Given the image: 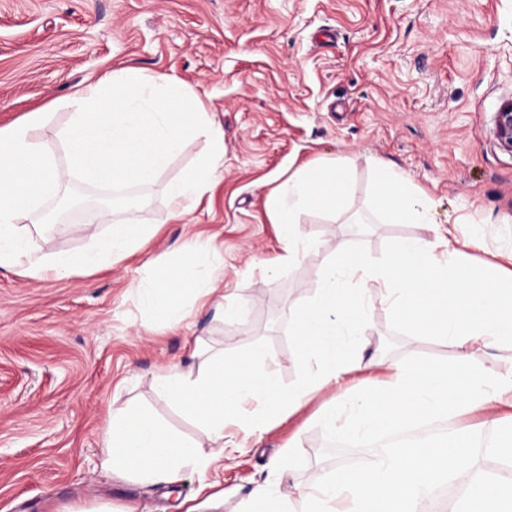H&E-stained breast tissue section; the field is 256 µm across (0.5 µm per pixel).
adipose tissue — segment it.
Listing matches in <instances>:
<instances>
[{
	"mask_svg": "<svg viewBox=\"0 0 512 512\" xmlns=\"http://www.w3.org/2000/svg\"><path fill=\"white\" fill-rule=\"evenodd\" d=\"M73 111L62 132L67 160L58 164L32 141L30 131L46 114L37 109L23 121L0 128V266L23 267L35 279L61 278L75 270L92 273L145 251L154 236L142 224L136 200L126 199L121 216L106 237H99L96 213H88L78 232L97 247L68 256L35 250L18 221L24 213L56 196L63 185L81 181L133 186L153 180L191 136L208 141L207 154L186 171L170 191L173 215L194 209L211 192L224 167V133L199 97L170 75H146L121 67L79 84L70 96ZM375 204L394 221L434 223L432 200L385 163L375 171ZM348 193L345 172L307 166L291 174L270 200L271 220L285 248L278 264L292 265L309 249L296 226L306 211H335ZM474 237L437 235L435 240L406 238L389 258L373 266L348 241L337 240L315 296L293 316L294 341L311 365L301 383L284 389L263 371L260 350L235 361L225 381L223 366L203 376L166 367L154 379L157 393L195 421L201 439L169 430L149 412L125 408L113 412L103 438L106 471L144 486L177 482L186 468H208L223 459L225 427L251 432L295 411L309 397L336 388V409L320 418L332 436L370 437L399 434L423 419H441L491 404L512 405V369L472 361L474 350L512 341V249L500 253L487 276L476 275L465 261ZM209 244L189 246L175 275L150 279L137 288L140 306L167 324L185 315L183 296L199 305L224 308L220 276ZM395 319L413 335L434 336L457 349L454 383L447 369L428 364L396 363L382 387L366 397L347 388L349 376L369 369L359 337L373 291Z\"/></svg>",
	"mask_w": 512,
	"mask_h": 512,
	"instance_id": "obj_1",
	"label": "adipose tissue"
}]
</instances>
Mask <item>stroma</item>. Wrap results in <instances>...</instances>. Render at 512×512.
<instances>
[{"mask_svg": "<svg viewBox=\"0 0 512 512\" xmlns=\"http://www.w3.org/2000/svg\"><path fill=\"white\" fill-rule=\"evenodd\" d=\"M121 64L168 74L199 94L224 131V168L211 193L175 218L169 187L207 149L187 142L140 185L147 252L84 275L34 279L0 267V512H85L99 502L140 512H241L254 484H277L269 463L292 457L293 482L332 469L318 426L336 395L328 389L249 439L219 475L187 469L150 487L105 473L102 441L112 410H151L171 429L196 425L159 398L164 367L193 372L216 356L252 349L287 388L308 369L290 334L289 313L316 293L344 239L371 263L404 237L435 229L478 233L467 261L477 270L512 248V151L494 136L512 101V0H0V127L44 107L33 141L65 161L61 131L75 85ZM402 172L434 202L435 224H364L376 162ZM306 164L344 166L351 192L338 214L300 218L315 247L274 266L283 244L266 202L278 176ZM32 225L44 254H76L92 240L51 224ZM211 241L233 311L193 308L182 326L149 324L135 289L167 272L185 245ZM361 393L386 379L390 363L454 365L453 345L413 336L380 303L363 331Z\"/></svg>", "mask_w": 512, "mask_h": 512, "instance_id": "stroma-1", "label": "stroma"}]
</instances>
